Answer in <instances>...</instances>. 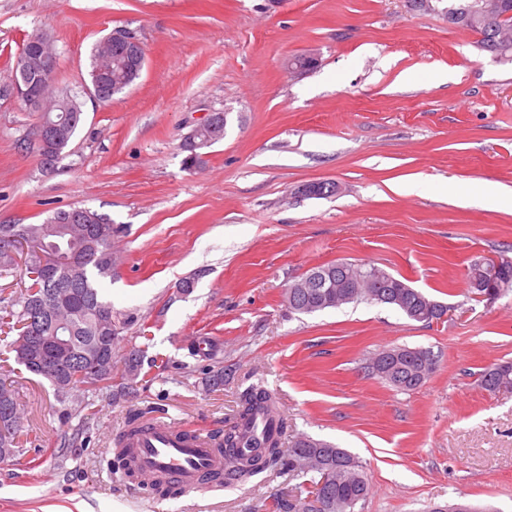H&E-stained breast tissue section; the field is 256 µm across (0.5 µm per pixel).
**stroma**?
I'll list each match as a JSON object with an SVG mask.
<instances>
[{
	"instance_id": "stroma-1",
	"label": "stroma",
	"mask_w": 512,
	"mask_h": 512,
	"mask_svg": "<svg viewBox=\"0 0 512 512\" xmlns=\"http://www.w3.org/2000/svg\"><path fill=\"white\" fill-rule=\"evenodd\" d=\"M118 28L146 64L99 102L86 92L90 52ZM36 33L52 38L55 84L84 121L47 168L38 113L0 95V224L73 207L109 216L115 353L138 350L143 366L123 399L63 404L0 331V378L23 411L20 451L0 463V512H277L303 484L287 470L153 496L112 453L135 413L209 436L233 426L253 385L274 395L283 443L308 436L361 461L363 512L452 498L512 512V391L479 381L512 360V291L480 301L467 279L475 260L512 257V203L498 193L512 188V63L407 0H0V86ZM302 53L317 68L290 72ZM218 111L223 140L185 168V138ZM324 180L340 192L296 196ZM405 182L415 191L396 193ZM336 261L404 277L449 305L447 319L366 302L288 310L285 288ZM392 346L431 349L434 373L409 392L370 375ZM219 369L228 381L209 386Z\"/></svg>"
}]
</instances>
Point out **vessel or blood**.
I'll return each mask as SVG.
<instances>
[{
    "label": "vessel or blood",
    "mask_w": 512,
    "mask_h": 512,
    "mask_svg": "<svg viewBox=\"0 0 512 512\" xmlns=\"http://www.w3.org/2000/svg\"><path fill=\"white\" fill-rule=\"evenodd\" d=\"M124 476L146 487L204 491L235 468L244 451H223L209 438L165 421L154 420L126 432L119 449Z\"/></svg>",
    "instance_id": "obj_1"
}]
</instances>
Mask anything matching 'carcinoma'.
Returning <instances> with one entry per match:
<instances>
[{
    "instance_id": "cac0c4a2",
    "label": "carcinoma",
    "mask_w": 512,
    "mask_h": 512,
    "mask_svg": "<svg viewBox=\"0 0 512 512\" xmlns=\"http://www.w3.org/2000/svg\"><path fill=\"white\" fill-rule=\"evenodd\" d=\"M448 23L480 33L481 50L500 58L502 63H512V0H460L456 14L448 16ZM45 50L31 66L41 69L57 61L54 42L41 34ZM56 67L44 74L49 96L43 113L46 123L66 130V137L56 144L55 152L43 161L47 167L59 159L83 121V110L68 91L58 90L53 84ZM143 68L133 69L126 58L112 45L96 43L90 57V85L99 88L102 101L108 102L116 94L130 87L141 76ZM212 126H203L195 136L204 150L224 139V113H216ZM118 233L112 220L89 208L74 207L55 212L42 224H0V236L15 235L28 244V251L8 252L0 249V273L12 269L23 260L26 269L41 265L42 254L35 245L42 241L56 243L51 255H66V261L56 262L49 282L34 279L25 290L21 310L16 314L17 336L12 341L16 362L35 376L46 378L42 364L63 351L73 361L70 374L61 384L51 382L61 402L81 403L87 389H106L111 396H122L132 388L127 382L128 371L140 375L141 360L132 352L118 365L113 347L116 330L112 322L99 315L102 307H112L102 292V282L112 277L115 257L112 237ZM383 291L397 293L388 306L411 319L421 310L425 294L412 288L403 277L394 276L383 283ZM288 309L294 313L313 314L343 305L336 296L324 300L300 294V289H288ZM64 325L68 344L57 345L55 336L58 325ZM389 360L383 362L382 371L375 373L379 379L399 391L420 387L434 372L427 364H437V355L427 348L394 346L389 348ZM122 367L124 382L112 389V372ZM482 388L489 392L512 390V361L493 363L480 374ZM16 401L14 391L0 380V448L16 447L20 425L12 421V408ZM275 408L272 395L261 387H250L241 395V409L237 421L249 419L261 407ZM320 453L321 462L304 466L300 458ZM308 478L307 496L300 499L284 498L279 504L281 512H341L350 504H363L369 494V483L361 462L344 448L310 437L297 439L289 448L281 447V440L265 438V448L245 463L243 469H233L224 474V482L231 483L243 477L259 475L273 466Z\"/></svg>"
}]
</instances>
